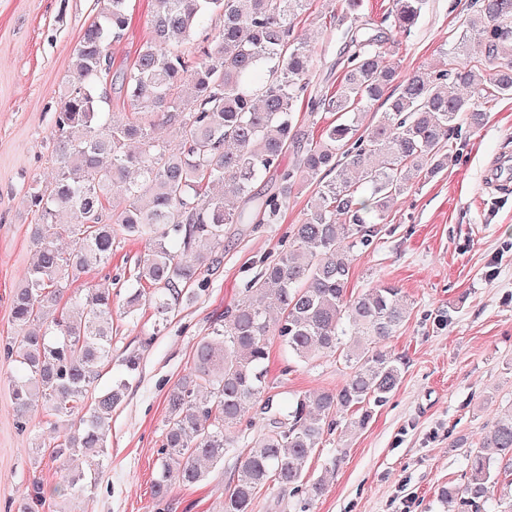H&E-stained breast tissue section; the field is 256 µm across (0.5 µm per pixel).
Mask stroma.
<instances>
[{"label": "stroma", "mask_w": 512, "mask_h": 512, "mask_svg": "<svg viewBox=\"0 0 512 512\" xmlns=\"http://www.w3.org/2000/svg\"><path fill=\"white\" fill-rule=\"evenodd\" d=\"M469 0H428L411 35L395 38L401 76L439 68ZM153 0H131L125 37L109 49L112 85L107 108L126 112L121 77L150 36ZM342 0H311L294 21L312 51L313 87L328 94L341 80V44H327L326 26ZM99 11L97 0H0V344L16 334L11 319L15 287L34 260L30 229L39 223L28 191L58 173L52 159L54 114L72 71L75 49ZM512 148V98L490 104L484 125L462 128L449 142L452 156L437 176L395 200L372 246L359 251L348 289L372 281L400 288L410 313L386 349L407 365L389 401L371 421L346 437L325 436L312 453L308 480L325 467L336 471L309 509L275 489H262L254 512H444L442 489L461 488L465 458L479 448L498 414L512 407V195L485 193L489 160ZM310 188L293 194L277 224H231L218 268L206 271L209 289L156 325L149 307L136 320L121 314L129 274L147 251L137 240L117 239L109 266L81 274L66 297L92 289L112 292V358L141 355L139 372L123 403L112 412L107 453L77 459L95 474L78 497L57 496L69 469L51 456L59 431L54 420L34 414L18 430L11 397L13 368L0 360V512H22L32 479L44 484L39 512H222L235 478V460L210 468L189 487L171 480L164 499H154L152 480L162 452L167 393L185 375L197 344L209 336L224 308L240 297L263 259L288 244L302 218ZM279 341L270 347L269 395L284 402L299 393L340 388L343 360L322 357L282 373Z\"/></svg>", "instance_id": "stroma-1"}]
</instances>
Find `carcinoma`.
Returning a JSON list of instances; mask_svg holds the SVG:
<instances>
[{
	"label": "carcinoma",
	"mask_w": 512,
	"mask_h": 512,
	"mask_svg": "<svg viewBox=\"0 0 512 512\" xmlns=\"http://www.w3.org/2000/svg\"><path fill=\"white\" fill-rule=\"evenodd\" d=\"M98 2L99 18L81 37L55 113L60 174L31 188L41 223L33 230L35 260L12 297L18 335L4 346L14 365L12 400L24 422L41 409L63 423L56 457L105 454L108 420L141 356L126 354L84 405L112 361V293L77 298L71 314L59 315L69 279L111 261L116 238L141 240L147 253L125 280L124 314L136 318L145 299L161 324L206 292L202 274L220 263L226 225L276 224L291 194L312 184L288 247L225 308L167 395L153 495H167L172 472L196 485L207 477L205 464L231 456L237 479L223 512H252L266 486L302 492L324 435L364 426L398 388L404 358L382 342L399 330L408 305L383 281L348 291L353 262L391 204L448 166L454 131L481 127L488 104L512 98V0H474L444 68L400 81L391 43L362 19L363 0H344L330 26L343 45V77L334 94L317 100L308 93L310 50L293 34L309 0H154L151 36L122 75L128 113L105 111L101 87L112 71L108 49L129 27L130 0ZM427 2L394 0L392 28L411 32ZM218 13L222 30L210 35L205 21ZM306 99L313 110L336 113L315 137L298 125ZM378 101L386 109L364 123L365 108ZM159 123L174 140L154 136ZM292 147L298 155L288 165ZM265 177L267 189L253 191ZM115 188L122 198L109 208ZM272 336L298 365L341 356L345 384L274 402L265 396ZM249 413L262 430L247 438L236 429ZM466 475L462 488L441 493L453 512H485L498 487V512H512V408L498 416L483 448L470 452ZM91 484L81 471L68 479L74 496ZM45 502L42 484L32 482L24 512Z\"/></svg>",
	"instance_id": "cac0c4a2"
}]
</instances>
